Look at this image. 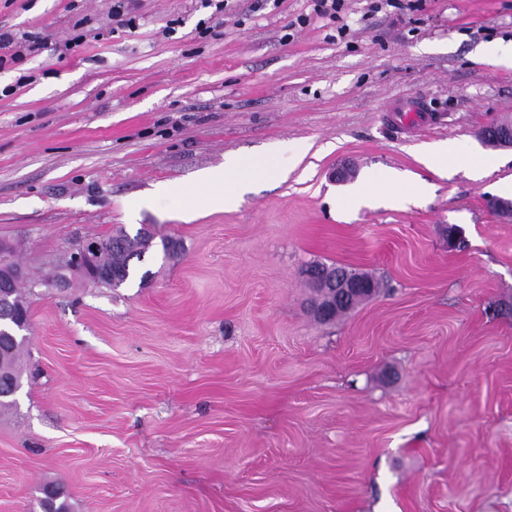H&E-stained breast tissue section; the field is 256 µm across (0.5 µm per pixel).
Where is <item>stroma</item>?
Instances as JSON below:
<instances>
[{"label":"stroma","instance_id":"stroma-1","mask_svg":"<svg viewBox=\"0 0 512 512\" xmlns=\"http://www.w3.org/2000/svg\"><path fill=\"white\" fill-rule=\"evenodd\" d=\"M137 3L129 30L112 0H0L42 44L0 69V239L38 279L155 236L147 282L31 297L0 512L46 485L73 512H512V217L487 205L512 148L479 136L512 123L482 54L512 51V0ZM447 141L439 175L420 157ZM258 152L287 179L210 207L199 173ZM312 263L383 288L322 322Z\"/></svg>","mask_w":512,"mask_h":512}]
</instances>
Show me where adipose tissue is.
Listing matches in <instances>:
<instances>
[{
    "mask_svg": "<svg viewBox=\"0 0 512 512\" xmlns=\"http://www.w3.org/2000/svg\"><path fill=\"white\" fill-rule=\"evenodd\" d=\"M258 169L265 170L274 179L285 176L267 154L237 156L226 161L222 170L201 173L200 181L211 190L210 205L225 208L237 205Z\"/></svg>",
    "mask_w": 512,
    "mask_h": 512,
    "instance_id": "ef3b65f1",
    "label": "adipose tissue"
}]
</instances>
